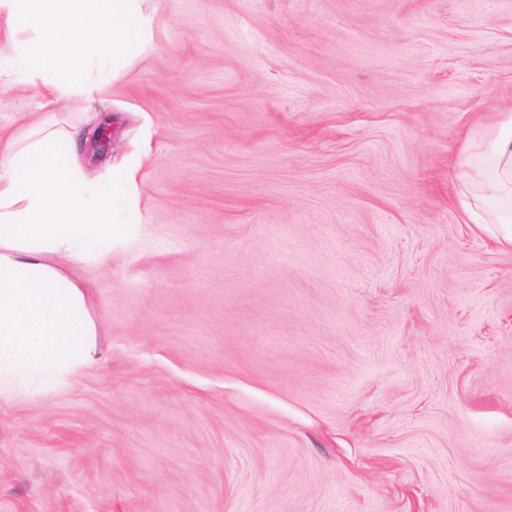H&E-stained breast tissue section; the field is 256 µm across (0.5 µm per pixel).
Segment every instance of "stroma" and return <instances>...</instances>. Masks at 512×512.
Instances as JSON below:
<instances>
[{
  "label": "stroma",
  "mask_w": 512,
  "mask_h": 512,
  "mask_svg": "<svg viewBox=\"0 0 512 512\" xmlns=\"http://www.w3.org/2000/svg\"><path fill=\"white\" fill-rule=\"evenodd\" d=\"M152 51L55 116L141 221L79 270L100 357L0 417V512H512V247L460 134L512 103V0H144Z\"/></svg>",
  "instance_id": "obj_1"
}]
</instances>
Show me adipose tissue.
Listing matches in <instances>:
<instances>
[{
  "label": "adipose tissue",
  "instance_id": "1",
  "mask_svg": "<svg viewBox=\"0 0 512 512\" xmlns=\"http://www.w3.org/2000/svg\"><path fill=\"white\" fill-rule=\"evenodd\" d=\"M141 0H0V89L30 82L91 98L89 71L152 48ZM35 30L34 41L18 31ZM469 223L512 247V107L464 135L452 161ZM138 216L129 167L89 176L72 138L44 126L0 142V412L69 387L97 353L77 269L101 263Z\"/></svg>",
  "mask_w": 512,
  "mask_h": 512
}]
</instances>
